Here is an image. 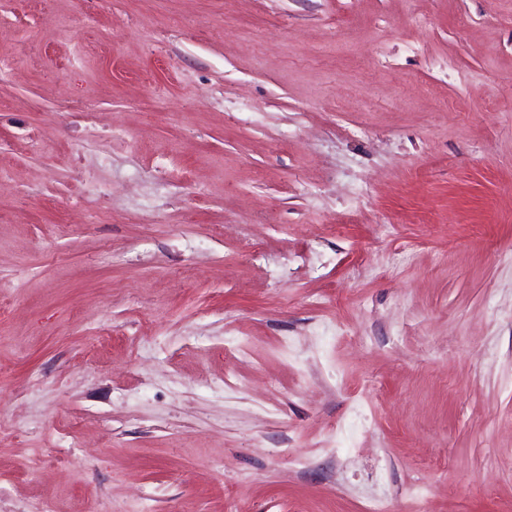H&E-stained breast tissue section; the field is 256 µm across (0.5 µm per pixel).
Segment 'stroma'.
Here are the masks:
<instances>
[{"label": "stroma", "mask_w": 512, "mask_h": 512, "mask_svg": "<svg viewBox=\"0 0 512 512\" xmlns=\"http://www.w3.org/2000/svg\"><path fill=\"white\" fill-rule=\"evenodd\" d=\"M512 512V0H0V512Z\"/></svg>", "instance_id": "stroma-1"}]
</instances>
